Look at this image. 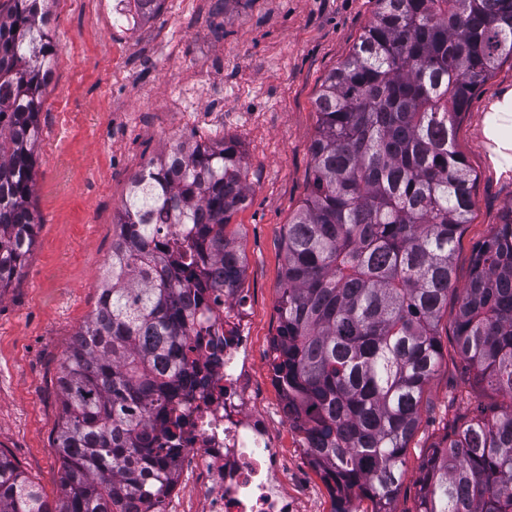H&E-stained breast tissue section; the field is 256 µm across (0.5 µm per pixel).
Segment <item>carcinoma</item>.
Instances as JSON below:
<instances>
[{
	"instance_id": "cac0c4a2",
	"label": "carcinoma",
	"mask_w": 512,
	"mask_h": 512,
	"mask_svg": "<svg viewBox=\"0 0 512 512\" xmlns=\"http://www.w3.org/2000/svg\"><path fill=\"white\" fill-rule=\"evenodd\" d=\"M53 0H0V293L35 237L42 89L58 56ZM315 99L313 180L288 224L271 371L334 512H395L438 323L473 210L455 127L512 59V0H376ZM238 144L180 141L130 180L99 296L61 363L62 462L50 505L0 451V512H164L176 406L207 289L241 293L226 233L247 199ZM455 350L470 382L512 400V201L474 245ZM417 512H512V407L480 404L429 448Z\"/></svg>"
}]
</instances>
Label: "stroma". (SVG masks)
Here are the masks:
<instances>
[{
  "mask_svg": "<svg viewBox=\"0 0 512 512\" xmlns=\"http://www.w3.org/2000/svg\"><path fill=\"white\" fill-rule=\"evenodd\" d=\"M165 0L126 40L107 0H55L51 35L59 55L43 89L41 137L31 204L41 222L21 276L0 293V451L56 502L62 462L55 446L61 416L60 364L96 307L112 257L115 219L131 177L173 137L238 142L249 192L229 228L246 255L244 310L253 338L256 402L274 410L269 370L288 222L312 178L314 101L372 19L375 0ZM512 90V60L472 97L456 144L475 178L474 208L454 259L464 287L473 246L512 201V172L488 158L484 128L491 104ZM462 362L454 350L427 385L420 423L408 444L396 512H416L421 465L447 420L476 402L512 400L480 388L455 397ZM275 432L288 488L303 512H333V496L311 465L304 435L288 420Z\"/></svg>",
  "mask_w": 512,
  "mask_h": 512,
  "instance_id": "obj_1",
  "label": "stroma"
}]
</instances>
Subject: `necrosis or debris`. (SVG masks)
Returning a JSON list of instances; mask_svg holds the SVG:
<instances>
[{
    "label": "necrosis or debris",
    "instance_id": "1",
    "mask_svg": "<svg viewBox=\"0 0 512 512\" xmlns=\"http://www.w3.org/2000/svg\"><path fill=\"white\" fill-rule=\"evenodd\" d=\"M201 318L210 330L199 359L208 397L185 399L188 440L174 459L167 512H300L268 413L250 396L252 338L242 303L213 288Z\"/></svg>",
    "mask_w": 512,
    "mask_h": 512
}]
</instances>
